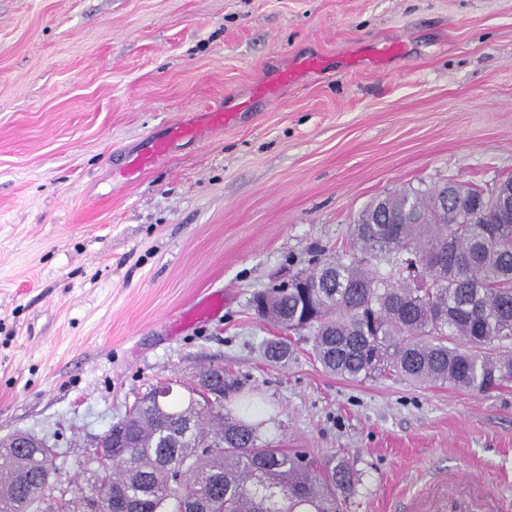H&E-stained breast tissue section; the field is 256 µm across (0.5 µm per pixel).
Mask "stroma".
Returning a JSON list of instances; mask_svg holds the SVG:
<instances>
[{"label": "stroma", "instance_id": "35a3bbf8", "mask_svg": "<svg viewBox=\"0 0 512 512\" xmlns=\"http://www.w3.org/2000/svg\"><path fill=\"white\" fill-rule=\"evenodd\" d=\"M241 103L120 177L148 137ZM510 177L512 0H0V440L46 438L81 484L141 393L220 366L262 441L353 466L342 512H418L452 474L512 501V383L348 380L303 333L275 363L250 306L376 198ZM215 291L223 311L182 324Z\"/></svg>", "mask_w": 512, "mask_h": 512}]
</instances>
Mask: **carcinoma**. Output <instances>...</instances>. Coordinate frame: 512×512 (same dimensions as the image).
Returning a JSON list of instances; mask_svg holds the SVG:
<instances>
[{"label":"carcinoma","mask_w":512,"mask_h":512,"mask_svg":"<svg viewBox=\"0 0 512 512\" xmlns=\"http://www.w3.org/2000/svg\"><path fill=\"white\" fill-rule=\"evenodd\" d=\"M435 193L406 190L367 205L348 246L305 274L309 287L268 289L257 315L308 333L324 370L344 379L394 374L479 392L511 383L512 355L502 349L512 345V214L490 204L473 215L477 190L469 187L441 206ZM362 254L386 259L389 270L364 267ZM410 256L428 267L431 287L401 278ZM264 353L285 360L288 343L276 336ZM195 392L137 398L112 430V449L131 444L123 464L109 469L83 455V485L67 496L59 494L57 448L0 451V483L13 490L0 512H87L88 494L109 492L112 512H340L324 503L354 487L346 464L332 455L314 469Z\"/></svg>","instance_id":"1"}]
</instances>
